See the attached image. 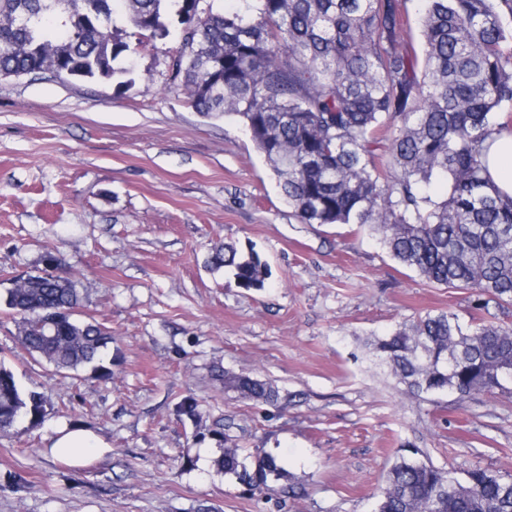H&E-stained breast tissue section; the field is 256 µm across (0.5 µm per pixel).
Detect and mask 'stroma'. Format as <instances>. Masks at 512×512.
<instances>
[{
	"instance_id": "35a3bbf8",
	"label": "stroma",
	"mask_w": 512,
	"mask_h": 512,
	"mask_svg": "<svg viewBox=\"0 0 512 512\" xmlns=\"http://www.w3.org/2000/svg\"><path fill=\"white\" fill-rule=\"evenodd\" d=\"M177 36L140 47L124 82L0 79V363L44 413L0 433V512H375L402 455L458 475L512 477V384L486 394L411 393L366 343L425 313L512 326V304L427 283L368 233L304 224L233 118H209L169 82ZM255 249L264 288L205 264ZM57 256L79 319L112 333L105 374L59 372L18 339L4 298ZM270 381L277 402L225 391ZM199 416L177 413L186 397ZM80 425L107 451L52 456ZM285 469L250 493L218 461L225 438ZM224 389L270 404L278 398V392L269 382L242 374L225 373Z\"/></svg>"
}]
</instances>
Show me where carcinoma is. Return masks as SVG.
<instances>
[{
    "mask_svg": "<svg viewBox=\"0 0 512 512\" xmlns=\"http://www.w3.org/2000/svg\"><path fill=\"white\" fill-rule=\"evenodd\" d=\"M0 0V77L131 72L128 22L170 36V0ZM180 44L171 80L206 117H236L304 224H354L426 282L473 288L488 305L512 303V196L486 172L493 139L512 129V0H420L424 56L400 48L401 0H179ZM392 130L383 138L380 130ZM443 179L446 196L429 193ZM245 288L269 276L257 252L212 256ZM6 303L20 341L57 370L98 359L104 326L73 316L74 281L52 273L16 282ZM374 359L416 394L489 392L512 382V328L473 330L446 312L399 324L369 343ZM224 389L274 403L268 382L224 373ZM41 399L0 365V432L42 416ZM224 449V475L254 491L282 476L277 458ZM375 512H512V478L400 458Z\"/></svg>",
    "mask_w": 512,
    "mask_h": 512,
    "instance_id": "carcinoma-1",
    "label": "carcinoma"
}]
</instances>
